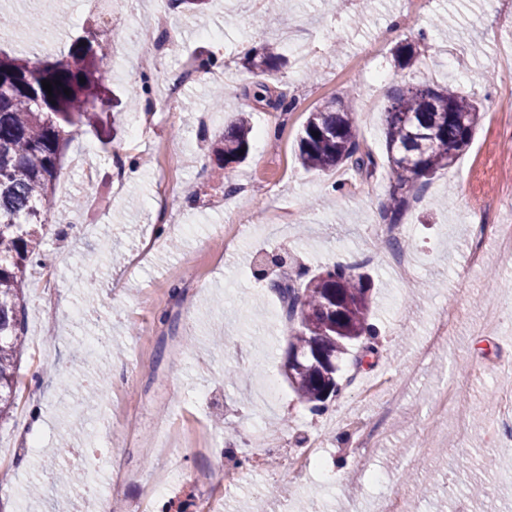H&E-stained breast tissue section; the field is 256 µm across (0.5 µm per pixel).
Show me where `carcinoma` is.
<instances>
[{"label": "carcinoma", "mask_w": 512, "mask_h": 512, "mask_svg": "<svg viewBox=\"0 0 512 512\" xmlns=\"http://www.w3.org/2000/svg\"><path fill=\"white\" fill-rule=\"evenodd\" d=\"M105 59L96 35L87 29L72 38L64 60L17 59L0 52V419L18 397L27 270L47 266L41 230L53 208L64 152L86 128L101 139L117 136L108 123L113 99L102 82ZM418 61L413 44L398 49L401 68ZM248 63L271 74L279 70L282 56L266 44ZM44 80L52 83V93L43 89ZM479 119L478 102L452 85L421 80L394 90L385 108L390 223L401 221L421 179L455 164ZM251 134L244 114L224 130L214 142L221 167L245 158ZM297 158L307 171L374 164L361 150L354 113L336 98L308 113ZM370 290L369 277L341 265L319 271L298 288L289 283L278 288L293 324L288 345L303 357L285 378L313 413L325 412L340 391L338 373L353 346L372 338Z\"/></svg>", "instance_id": "carcinoma-1"}]
</instances>
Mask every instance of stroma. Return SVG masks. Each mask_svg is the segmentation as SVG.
<instances>
[{"label": "stroma", "mask_w": 512, "mask_h": 512, "mask_svg": "<svg viewBox=\"0 0 512 512\" xmlns=\"http://www.w3.org/2000/svg\"><path fill=\"white\" fill-rule=\"evenodd\" d=\"M98 0H33L35 26L16 24L17 0H0V51L28 58L63 59L69 34L96 21ZM270 0H214L202 14L170 9L168 0H131L127 12L99 24L106 54L104 84L118 98L149 81V100L160 120L148 138L122 131L111 150L94 133L75 136L65 152L60 183L81 200L70 216L88 225L61 234L57 215L46 226V252L57 284L50 302L36 286L42 269L27 273L25 321L41 319L42 362L24 354L20 396L41 410L39 448L25 443L19 413L0 422V448L13 463L0 464V512H54L57 477L80 470L107 490L113 512H195L209 475L228 460L302 453L322 445L319 469L304 478L247 466L220 489L213 512H251L256 498L280 503L283 512H372L385 497L400 498L404 512H512V454L488 469L496 413L491 395L512 381V324L482 331L489 302L512 294V258L489 243L484 267H465V238L478 226L488 201L512 197V170L503 171L498 133L511 122L502 110L496 55L512 47V26L495 23L493 0H426L407 14L404 0H295L291 20L274 21ZM170 16L179 52L164 61L133 39L160 12ZM414 43L419 67H395L397 45ZM278 46L286 64L274 75L246 69L243 45ZM211 54L216 67L188 85L180 106L165 103L173 65ZM382 71L383 87L372 75ZM429 76L474 97L482 118L471 146L455 166L442 169L410 203L407 250L419 262L409 281L395 280L379 262L363 261L373 248L365 226L383 223L390 171L384 148L383 107L397 87ZM284 95L289 110L257 100L258 85ZM224 92V110L207 129L213 88ZM336 97L356 115L372 173L348 167L308 172L299 164L298 137L305 118ZM247 113L256 135L245 161L218 169L210 138L238 113ZM178 187L166 221L177 248L141 253L156 229V187L166 170ZM233 181L250 183L251 198L225 203ZM452 197L441 206L443 197ZM239 238L216 259L213 225ZM285 258L267 267L268 258ZM352 257L372 282L379 362L355 367L344 361L339 395L329 405L334 425L299 404L283 372L288 328L272 282L296 278ZM456 316L444 343L421 347L431 322L445 307ZM109 372L111 402L88 409L99 368ZM249 369L243 379L226 371ZM408 378L362 395V384L383 371ZM471 384L461 407L434 403L455 374ZM81 374L85 385L68 384ZM276 400H259L267 379ZM367 427L376 450L347 449ZM69 434L60 449L61 434Z\"/></svg>", "instance_id": "obj_1"}]
</instances>
